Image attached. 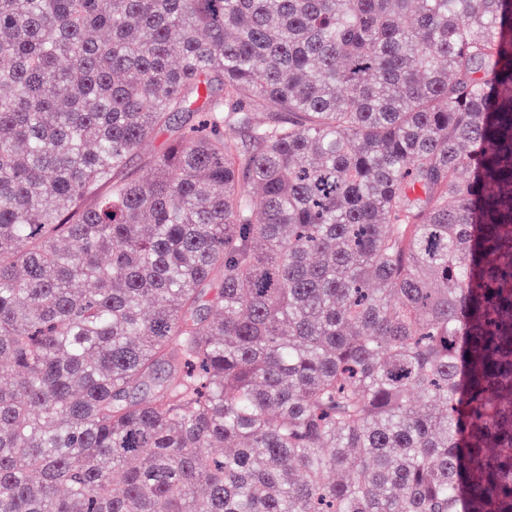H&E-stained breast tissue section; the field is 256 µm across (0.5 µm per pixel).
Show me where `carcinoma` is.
Wrapping results in <instances>:
<instances>
[{
  "mask_svg": "<svg viewBox=\"0 0 512 512\" xmlns=\"http://www.w3.org/2000/svg\"><path fill=\"white\" fill-rule=\"evenodd\" d=\"M0 361V512H512V0H0ZM170 139V132L160 131L147 140L130 165L120 173V177L148 180L153 175L155 157L158 156L167 146Z\"/></svg>",
  "mask_w": 512,
  "mask_h": 512,
  "instance_id": "carcinoma-1",
  "label": "carcinoma"
}]
</instances>
